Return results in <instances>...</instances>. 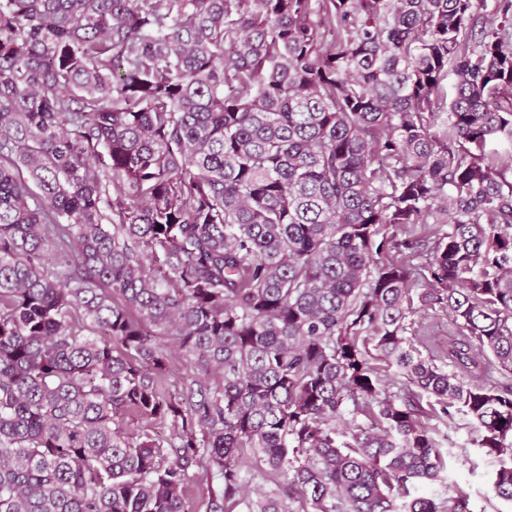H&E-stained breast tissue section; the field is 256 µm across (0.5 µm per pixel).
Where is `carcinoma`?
I'll return each mask as SVG.
<instances>
[{
    "label": "carcinoma",
    "mask_w": 512,
    "mask_h": 512,
    "mask_svg": "<svg viewBox=\"0 0 512 512\" xmlns=\"http://www.w3.org/2000/svg\"><path fill=\"white\" fill-rule=\"evenodd\" d=\"M433 416L512 502V0H0V512H472ZM429 423L437 429L445 469L439 481L411 491L447 496L456 495L457 490L462 489L468 494L470 507L475 512H512V503L496 500L488 493V478L493 464L472 444L476 433L468 421L456 418L454 423H448L431 417Z\"/></svg>",
    "instance_id": "carcinoma-1"
}]
</instances>
